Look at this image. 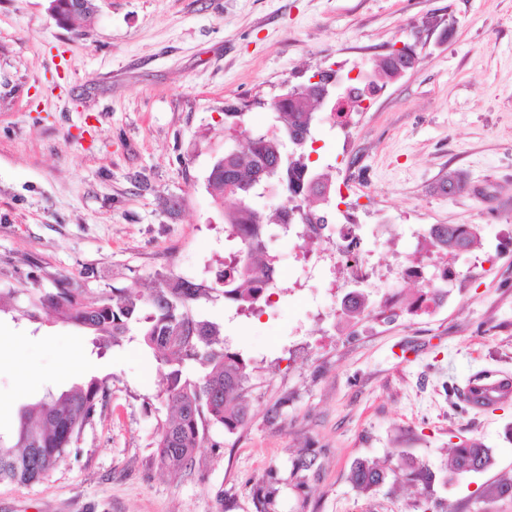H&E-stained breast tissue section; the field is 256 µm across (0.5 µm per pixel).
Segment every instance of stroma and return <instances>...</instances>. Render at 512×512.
I'll list each match as a JSON object with an SVG mask.
<instances>
[{"instance_id":"stroma-1","label":"stroma","mask_w":512,"mask_h":512,"mask_svg":"<svg viewBox=\"0 0 512 512\" xmlns=\"http://www.w3.org/2000/svg\"><path fill=\"white\" fill-rule=\"evenodd\" d=\"M59 25L49 0H0V430L19 407L67 386L65 371L110 377L112 394L77 454L39 483H0V512H256L252 486L280 478L276 512H418L402 475L373 495L349 481L359 458L405 454L435 473L463 438L492 465L436 485L444 512H512V399L478 410L472 377H512V0H96ZM417 67L389 82L348 127L319 113L314 154L347 194L327 208L362 224L375 268L409 254L416 229L474 224L480 261L456 256L433 316L376 325L346 318L327 262L300 268L295 235L268 247L284 272L259 317L222 291L199 309L255 369L247 426L213 428L186 472L162 469L166 377L139 340L97 352L48 313L26 317L25 287L69 279L96 300L174 272L212 281L237 247L206 189L232 145L228 106L272 124L270 102L320 70L372 67L393 45ZM469 190L438 194L445 175ZM183 201L179 211L169 198ZM317 452L306 487L294 463Z\"/></svg>"}]
</instances>
